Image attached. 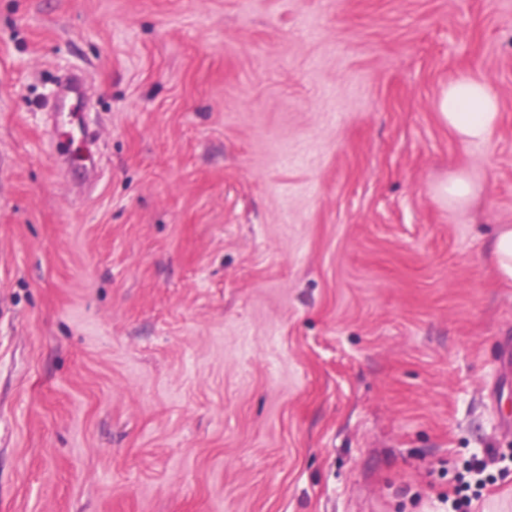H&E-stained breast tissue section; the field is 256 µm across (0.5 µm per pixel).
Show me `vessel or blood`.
Instances as JSON below:
<instances>
[{
  "label": "vessel or blood",
  "instance_id": "b4317fda",
  "mask_svg": "<svg viewBox=\"0 0 512 512\" xmlns=\"http://www.w3.org/2000/svg\"><path fill=\"white\" fill-rule=\"evenodd\" d=\"M82 99V88L78 77L72 76L64 82L61 93L54 104L55 120L53 140L58 156L62 160H70L76 149L91 150L94 138L89 133L74 136L73 129L81 125L79 112Z\"/></svg>",
  "mask_w": 512,
  "mask_h": 512
}]
</instances>
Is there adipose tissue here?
Segmentation results:
<instances>
[{
    "label": "adipose tissue",
    "instance_id": "adipose-tissue-1",
    "mask_svg": "<svg viewBox=\"0 0 512 512\" xmlns=\"http://www.w3.org/2000/svg\"><path fill=\"white\" fill-rule=\"evenodd\" d=\"M437 110L441 121L467 143L486 141L499 119L498 100L491 86L469 76L444 88Z\"/></svg>",
    "mask_w": 512,
    "mask_h": 512
}]
</instances>
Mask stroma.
I'll return each instance as SVG.
<instances>
[{
    "mask_svg": "<svg viewBox=\"0 0 512 512\" xmlns=\"http://www.w3.org/2000/svg\"><path fill=\"white\" fill-rule=\"evenodd\" d=\"M503 224L512 0H0V512H512ZM81 99L82 88L79 78L77 76L67 78L62 86L60 96L54 104L56 112L53 113L55 120L53 140L57 154L64 162H68L79 149L90 153L95 142L82 121V112H79ZM65 113H67L66 117ZM75 125L81 135L80 146L77 149L73 148V127ZM437 110L465 143L486 141L498 122V100L491 86L482 80L461 76L442 91ZM478 191V183L468 173L459 172L440 183L436 188V195L449 207H461L473 200ZM493 263L501 282L512 284V225L503 224L492 249Z\"/></svg>",
    "mask_w": 512,
    "mask_h": 512,
    "instance_id": "35a3bbf8",
    "label": "stroma"
}]
</instances>
